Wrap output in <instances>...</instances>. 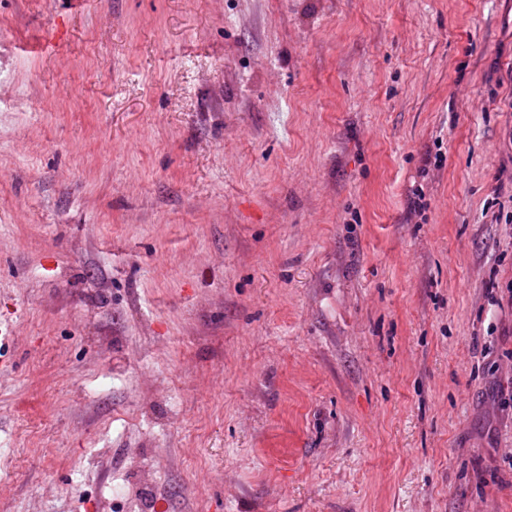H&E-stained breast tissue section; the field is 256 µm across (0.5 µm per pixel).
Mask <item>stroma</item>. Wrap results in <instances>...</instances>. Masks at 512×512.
Listing matches in <instances>:
<instances>
[{
    "mask_svg": "<svg viewBox=\"0 0 512 512\" xmlns=\"http://www.w3.org/2000/svg\"><path fill=\"white\" fill-rule=\"evenodd\" d=\"M4 451L0 512H512V0H0Z\"/></svg>",
    "mask_w": 512,
    "mask_h": 512,
    "instance_id": "obj_1",
    "label": "stroma"
}]
</instances>
